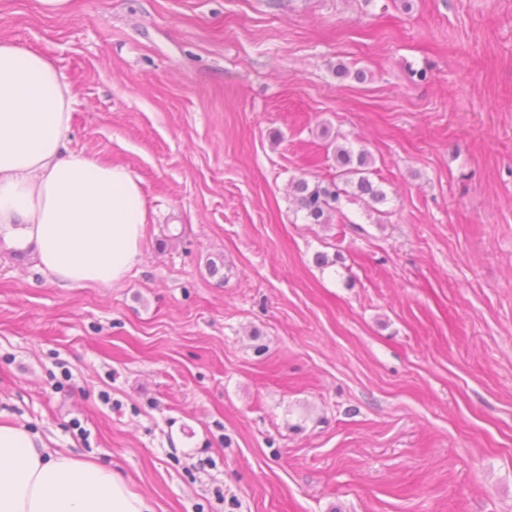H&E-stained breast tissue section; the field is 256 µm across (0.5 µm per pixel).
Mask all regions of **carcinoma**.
I'll return each instance as SVG.
<instances>
[{"instance_id": "1", "label": "carcinoma", "mask_w": 512, "mask_h": 512, "mask_svg": "<svg viewBox=\"0 0 512 512\" xmlns=\"http://www.w3.org/2000/svg\"><path fill=\"white\" fill-rule=\"evenodd\" d=\"M336 152V176L330 180L313 183L299 179L294 183L295 201L299 211L311 224H329L332 217L342 213V200L351 196L360 198L367 207L385 200V193L370 180V155L358 153L338 145Z\"/></svg>"}]
</instances>
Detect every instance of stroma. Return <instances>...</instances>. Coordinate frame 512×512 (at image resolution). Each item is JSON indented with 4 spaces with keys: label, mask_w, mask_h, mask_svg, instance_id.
<instances>
[{
    "label": "stroma",
    "mask_w": 512,
    "mask_h": 512,
    "mask_svg": "<svg viewBox=\"0 0 512 512\" xmlns=\"http://www.w3.org/2000/svg\"><path fill=\"white\" fill-rule=\"evenodd\" d=\"M0 39L148 209L108 288L0 239V423L153 512H512V0H0ZM338 144L386 200L307 223Z\"/></svg>",
    "instance_id": "stroma-1"
}]
</instances>
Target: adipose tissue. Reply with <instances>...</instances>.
<instances>
[{"instance_id": "ef3b65f1", "label": "adipose tissue", "mask_w": 512, "mask_h": 512, "mask_svg": "<svg viewBox=\"0 0 512 512\" xmlns=\"http://www.w3.org/2000/svg\"><path fill=\"white\" fill-rule=\"evenodd\" d=\"M75 94L55 61L0 40V233L63 288L122 281L148 222L131 173L68 150ZM0 512H152L111 467L0 424Z\"/></svg>"}]
</instances>
